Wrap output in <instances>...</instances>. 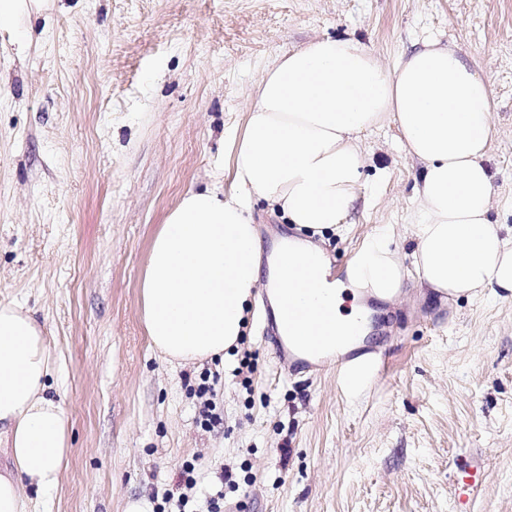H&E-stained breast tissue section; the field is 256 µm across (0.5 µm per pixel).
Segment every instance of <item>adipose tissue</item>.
Here are the masks:
<instances>
[{"label":"adipose tissue","mask_w":512,"mask_h":512,"mask_svg":"<svg viewBox=\"0 0 512 512\" xmlns=\"http://www.w3.org/2000/svg\"><path fill=\"white\" fill-rule=\"evenodd\" d=\"M492 106L488 80L434 41L390 71L352 38H316L278 58L255 83L243 124L229 129L230 172L216 170L210 184L186 190L154 236L141 283L151 347L172 363L228 359L246 305L263 289L294 354L348 350L353 318L340 314L341 285L326 265L316 280L328 321L315 325L290 307L318 248L283 241L262 270L251 207L258 198L290 223L336 228L358 199V136L386 119L422 165L411 225L421 287L451 297L511 293L512 233L489 219ZM392 244L391 227L382 228L349 264V284L397 296L408 272ZM54 366L44 326L23 305L0 304V447L13 462L0 474V512H25L26 488L48 493L58 485L70 419L46 393Z\"/></svg>","instance_id":"obj_1"}]
</instances>
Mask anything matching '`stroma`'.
Here are the masks:
<instances>
[{
  "label": "stroma",
  "mask_w": 512,
  "mask_h": 512,
  "mask_svg": "<svg viewBox=\"0 0 512 512\" xmlns=\"http://www.w3.org/2000/svg\"><path fill=\"white\" fill-rule=\"evenodd\" d=\"M19 49L0 33V303L30 309L56 359L51 392L70 453L40 512H123L176 483L185 461L224 512H512V296L420 287L410 223L422 166L392 120L361 134L354 211L336 231L252 220L268 262L280 239L347 267L392 226L406 285L372 301L362 352L382 357L360 393L334 358L288 363L250 300L230 360L177 365L153 350L141 282L153 237L189 187L211 180L225 130L275 60L317 37L360 40L390 68L424 42L489 79L491 220L512 228V0H43ZM220 372L223 422L190 394ZM473 463L481 484L461 490Z\"/></svg>",
  "instance_id": "obj_1"
}]
</instances>
